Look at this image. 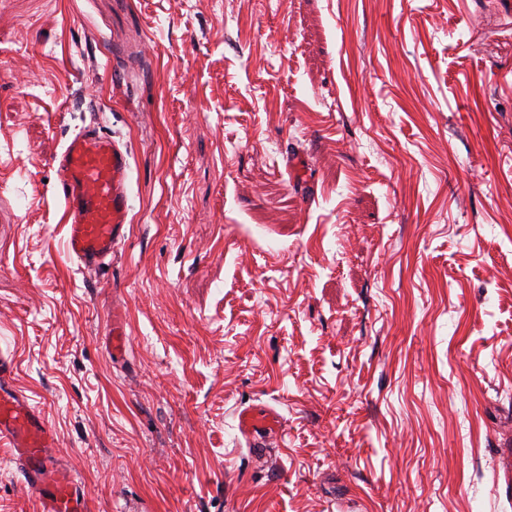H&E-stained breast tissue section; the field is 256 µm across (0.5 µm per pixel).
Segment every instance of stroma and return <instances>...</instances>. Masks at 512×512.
I'll use <instances>...</instances> for the list:
<instances>
[{"mask_svg":"<svg viewBox=\"0 0 512 512\" xmlns=\"http://www.w3.org/2000/svg\"><path fill=\"white\" fill-rule=\"evenodd\" d=\"M87 126L131 209L81 274ZM0 350L94 512H512V0H0ZM56 190L67 212V258L86 271L107 265L125 242L131 152L95 127L72 135L54 158ZM237 418L239 430L254 448H265L269 435L280 430L278 417L265 408H245Z\"/></svg>","mask_w":512,"mask_h":512,"instance_id":"obj_1","label":"stroma"}]
</instances>
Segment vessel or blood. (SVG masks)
<instances>
[{
    "mask_svg": "<svg viewBox=\"0 0 512 512\" xmlns=\"http://www.w3.org/2000/svg\"><path fill=\"white\" fill-rule=\"evenodd\" d=\"M54 163L57 194L68 216L66 256L83 270H100L125 242L131 152L88 126L67 140ZM12 371L10 358L0 353V442L12 448L21 481L35 493L40 512H87L81 483L55 463L54 430L13 384ZM237 418L256 448L265 447L280 428L277 416L265 408L243 409Z\"/></svg>",
    "mask_w": 512,
    "mask_h": 512,
    "instance_id": "b4317fda",
    "label": "vessel or blood"
}]
</instances>
